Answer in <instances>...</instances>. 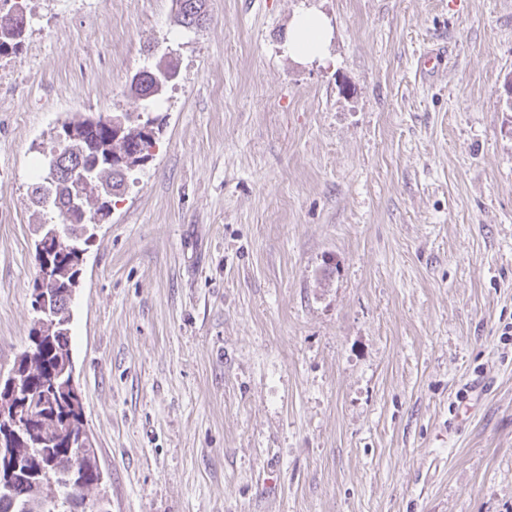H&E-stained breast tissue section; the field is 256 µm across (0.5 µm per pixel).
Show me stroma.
<instances>
[{
    "instance_id": "obj_1",
    "label": "stroma",
    "mask_w": 512,
    "mask_h": 512,
    "mask_svg": "<svg viewBox=\"0 0 512 512\" xmlns=\"http://www.w3.org/2000/svg\"><path fill=\"white\" fill-rule=\"evenodd\" d=\"M0 57V372L56 127L142 111L72 358L109 512H512V0H23ZM323 15L329 55L282 49ZM446 59L431 80L424 48ZM26 17L23 10L12 8L5 14H0V55L9 52L16 53L24 44Z\"/></svg>"
}]
</instances>
